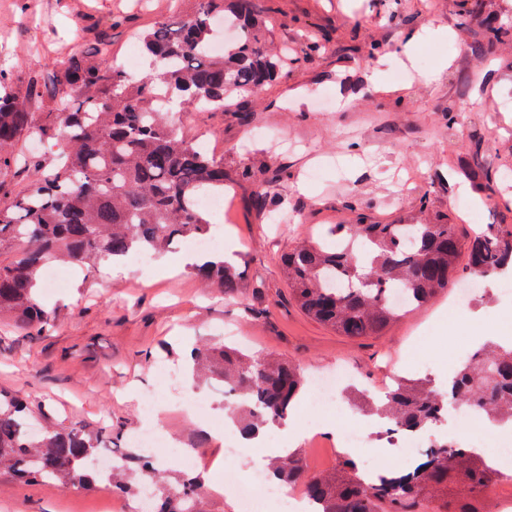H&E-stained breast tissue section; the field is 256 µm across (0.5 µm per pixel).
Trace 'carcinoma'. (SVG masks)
I'll list each match as a JSON object with an SVG mask.
<instances>
[{"label":"carcinoma","mask_w":512,"mask_h":512,"mask_svg":"<svg viewBox=\"0 0 512 512\" xmlns=\"http://www.w3.org/2000/svg\"><path fill=\"white\" fill-rule=\"evenodd\" d=\"M235 27L230 49L210 52L217 22ZM270 31L254 0H195L190 12L176 8L145 29L139 39L150 57L148 71L131 75L108 64L112 44L100 35L89 47L54 60L37 76L0 68V249L20 245L19 257L0 264V318L30 340L42 338L53 317L38 285L47 265L66 260L93 266L132 253H161L175 241L211 234L197 201L224 193V157L176 132L170 115L183 108L222 110L233 94L255 96L297 56L319 50L300 44L285 55L267 50ZM512 35V22L486 29L474 41ZM35 137L57 147L43 160H29L19 144ZM31 173L30 184L13 190L15 170ZM278 191L275 180L255 186L263 205ZM335 240L307 241L282 261L291 296L312 319L341 336L383 333L411 309L456 284L457 264L467 250L469 271L482 279L512 274V231L498 224L467 240L455 224H338ZM205 284L231 296L240 272L226 261L194 267ZM414 297L398 308L392 289ZM194 375L221 382L251 401L237 411L244 431L254 434L293 416L304 392L298 365L276 355L256 357L225 344L191 347L185 356ZM362 411L392 430L414 433L436 425L448 402L494 423H512V345L489 340L464 361L448 389L434 391L422 379L397 382L382 401L353 395ZM121 432L80 423L59 425L46 405L0 389V472L20 484L95 490L90 471L104 442ZM112 470L106 486L136 499L152 489L151 512H196L203 486L181 472L167 482L159 465L136 449ZM283 481L303 471L301 450L267 458ZM496 473L485 459L451 441H436L408 470L387 471L366 483L356 462L345 457L307 477V491L321 512H416L437 501L440 512H470Z\"/></svg>","instance_id":"cac0c4a2"}]
</instances>
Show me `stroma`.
<instances>
[{
    "label": "stroma",
    "mask_w": 512,
    "mask_h": 512,
    "mask_svg": "<svg viewBox=\"0 0 512 512\" xmlns=\"http://www.w3.org/2000/svg\"><path fill=\"white\" fill-rule=\"evenodd\" d=\"M267 18L271 51L299 40L319 43L314 57L283 71L256 98H230L223 111L183 113V137L223 155L231 183L223 229L232 232L243 286L228 297L176 265L147 277L129 265L113 279L104 264L65 265L66 292L43 302L51 332L29 341L0 326V388L32 404L56 405L59 420L132 431L144 393L157 390L154 353L230 336L255 355L276 354L305 372L343 366L384 393L433 357L423 377L447 383L462 346L512 336V299L486 282L469 310L449 320L447 296L408 313L384 335L348 338L312 320L291 297L281 261L299 241L335 224L455 223L464 236L489 224L512 227V39L478 55L469 45L489 25L512 20V0H486L467 19L459 0H254ZM167 0H0V66L24 62L45 73L58 53L89 45L106 31L123 63L138 32ZM447 29L441 39L439 29ZM420 34L414 77L404 76L397 45ZM447 71L424 82L442 58ZM456 120H449V113ZM248 163L251 179L237 174ZM280 177L284 204L259 207L255 182ZM112 493L49 485L23 487L0 473V512H109Z\"/></svg>",
    "instance_id": "1"
}]
</instances>
